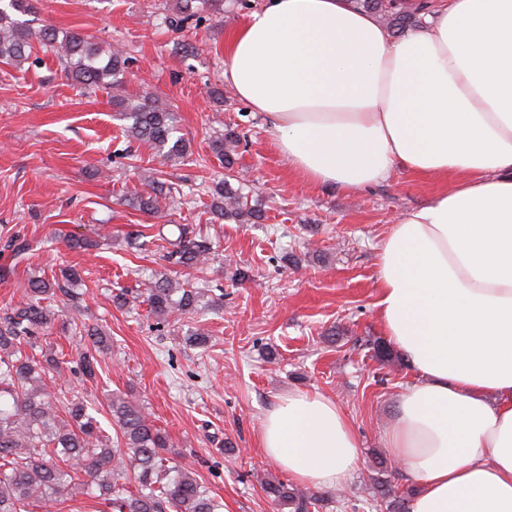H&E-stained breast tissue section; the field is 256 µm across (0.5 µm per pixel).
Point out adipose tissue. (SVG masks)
<instances>
[{
	"instance_id": "1",
	"label": "adipose tissue",
	"mask_w": 512,
	"mask_h": 512,
	"mask_svg": "<svg viewBox=\"0 0 512 512\" xmlns=\"http://www.w3.org/2000/svg\"><path fill=\"white\" fill-rule=\"evenodd\" d=\"M392 36L356 0H264L224 45V79L305 181L359 190L394 168L443 182L376 261L379 323L415 381L385 436L409 512H512V0H417ZM264 458L344 484L361 443L320 393L279 398Z\"/></svg>"
}]
</instances>
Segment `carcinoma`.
<instances>
[{
	"label": "carcinoma",
	"instance_id": "cac0c4a2",
	"mask_svg": "<svg viewBox=\"0 0 512 512\" xmlns=\"http://www.w3.org/2000/svg\"><path fill=\"white\" fill-rule=\"evenodd\" d=\"M221 2L181 0L169 24L177 31L197 28L205 19L204 13L220 11ZM359 2L396 32L416 25V16L394 10L391 0ZM35 13L34 0H8L7 6H0V63L19 67L36 48L50 52L86 93L113 90V107L129 121L127 137L150 144L173 166L191 158L193 152L178 135L177 116L171 106L147 93L135 99L121 93L130 61L124 50L111 47L106 51L91 36L79 32L61 36L52 27L35 28L29 19ZM19 14L27 19H18ZM238 143L239 135L232 128L212 143V151L228 171L234 168ZM143 185L141 191L124 193V200L146 214L171 216L181 196L176 183L152 174ZM202 191L214 196L210 211L218 219L255 224L263 218L261 210L248 203L243 187L233 188L228 176L202 187ZM177 230L178 236L168 241L170 249L162 255L165 263L202 270L215 260L218 251L213 241L197 232L194 225L179 224ZM51 242V238H8L11 263L0 266V279L13 274L35 248ZM82 282L74 267L59 278L32 276L25 288L26 302L0 311V512H33L59 497L92 500L103 506L104 512H221L223 504L192 468L170 461L171 439L150 420L133 394H114L109 399L114 431L109 435L90 413L92 403L63 390L50 392L49 383L66 371L82 380H95L100 367L98 355L111 346L110 337L82 319L83 293L75 289ZM208 288L209 281L203 278L196 286H184L162 273L144 283L143 294L149 314L161 322L177 323L197 312ZM59 296L67 301L68 310H55L49 304ZM60 320L66 323V339L79 350L78 360L70 367L57 351L42 353L40 360L25 351L51 333ZM263 490L289 512H319L328 500L322 492L279 480L265 482ZM379 493L380 508L385 512H408L407 501L392 495L386 483H379Z\"/></svg>",
	"mask_w": 512,
	"mask_h": 512
}]
</instances>
